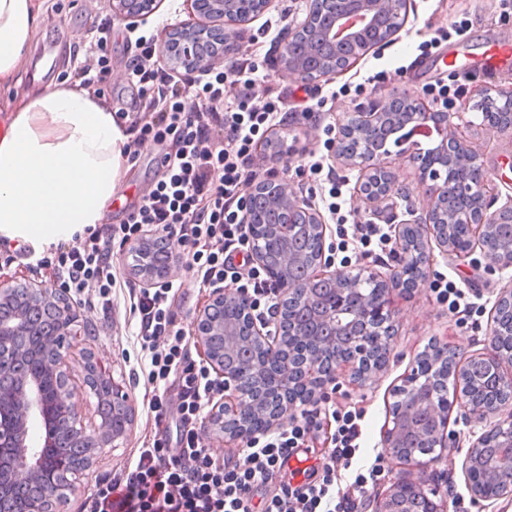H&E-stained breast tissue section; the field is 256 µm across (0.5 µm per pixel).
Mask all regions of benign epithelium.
Returning <instances> with one entry per match:
<instances>
[{
  "label": "benign epithelium",
  "instance_id": "obj_1",
  "mask_svg": "<svg viewBox=\"0 0 512 512\" xmlns=\"http://www.w3.org/2000/svg\"><path fill=\"white\" fill-rule=\"evenodd\" d=\"M193 20L170 29L161 43V51L176 68L188 71L206 69L217 60H226L239 52L231 30L241 28L262 15L271 0H185ZM161 0H113L112 10L131 24L154 14ZM409 0H309L305 21L289 26L279 48L280 72L308 84L329 80L355 66L369 52L388 44L407 24ZM406 107L405 125L412 136L403 135L392 147L382 145L361 155L347 151L351 139L371 142L380 125L395 118V110ZM469 126L463 109L455 112L434 110L426 97L413 92L400 97L374 98L358 107L352 116L338 123L332 144L334 157L364 173L376 174L384 187L380 193L362 188L369 199L383 197L395 186L393 173L385 166L391 148L405 153L413 147L411 137L439 139L429 157H420L418 170L425 186L426 206L423 215L395 227V245L390 255L393 263L384 276L370 265L352 274L333 268L334 261L320 249L304 281L288 277L285 271L267 268L262 251L252 249L253 260L279 286V303L274 312L277 335L268 332L270 323L252 315L246 297L216 292L200 310L194 322L197 345L211 368L224 377V400L220 411L212 413L209 425L223 429L236 439L258 433L249 422L261 411V399L269 391L276 394V406L261 431L288 416L302 390L307 396L315 387L334 383L341 371H350L353 379L366 381L387 362L391 336L395 330L393 292L408 294L414 283L426 280L424 270L406 265L409 236L428 245L433 242L444 255L463 258L475 249L495 265H511L512 259L499 256L490 246L491 225L512 216V199L494 208L498 192L494 180L479 161L474 143L464 128ZM270 158L283 164L277 173L259 175L252 182L249 197L261 192L270 195L280 214L275 235L284 239L296 224L304 222L315 230L321 244H326L328 225L321 212L297 196L288 180V161L273 151ZM468 196L475 200L470 216L461 224L448 213V197ZM365 278L383 283L374 291L357 287ZM63 289L51 281L21 282L0 275V305L19 302L27 311L0 317V378L14 379L12 419L0 426V446L9 450L8 459H0V488L15 490L25 485L42 484L39 493L21 496L18 505L8 509L0 501V512H63L74 475L67 465L68 443L74 441L87 450L86 465L112 444L127 429L101 412V423L89 432L80 423L70 385L68 357L73 327L82 320L81 306L62 297ZM234 302L248 316L249 328L243 332L235 321L222 317L224 299ZM512 315V287L501 291L491 317L490 333L482 351L461 360L448 346L436 344L431 357L452 361L455 365L454 399H410L408 393L420 380L421 368L415 365L397 386L389 405L388 420L382 433L381 447L392 460L410 461L426 472L433 468L434 449L444 448L453 454L456 436L448 431L454 406L463 417L489 423L468 449L462 469L473 499L495 503L512 501V414L503 412L512 406V349L502 343L501 320ZM225 336L231 350H259L258 370L231 368L211 345L210 336ZM18 336L40 337L33 350L17 348ZM37 355L43 371L58 382L53 400L46 398L41 378L18 373L21 359ZM474 362L490 366L499 385L508 389L505 401H487L475 397L465 376ZM84 386L104 391V406L131 410L129 395L112 382L107 368L89 357L85 363ZM44 428L43 442L33 444L30 429L35 422ZM414 444L408 454L399 453L406 435ZM448 512V500L440 493L431 476L408 479L392 484L372 498L373 512Z\"/></svg>",
  "mask_w": 512,
  "mask_h": 512
}]
</instances>
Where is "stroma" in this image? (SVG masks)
I'll use <instances>...</instances> for the list:
<instances>
[{
	"instance_id": "stroma-1",
	"label": "stroma",
	"mask_w": 512,
	"mask_h": 512,
	"mask_svg": "<svg viewBox=\"0 0 512 512\" xmlns=\"http://www.w3.org/2000/svg\"><path fill=\"white\" fill-rule=\"evenodd\" d=\"M308 11L307 0H272L259 18L248 24L240 43L239 61L257 60L260 74L281 92L284 122L275 129L281 150L290 161L288 177L300 198L311 201L322 212L329 232L326 240L335 251L336 268L356 272L375 263L360 241L347 238L345 231L354 224H378L385 232L394 225L419 216L426 204L418 171L407 157L392 156L386 164L396 185L388 196L366 200L357 192L362 180L359 169L335 160L329 143L337 133L339 117L353 112L374 96H388L418 91L428 97L433 108L453 109L467 106L469 138L481 154V161L492 178L500 182L501 195L512 194V132L485 127L477 105L482 93L497 95L512 88V63L488 72L479 62L490 49L512 44V0H410L409 20L395 39L369 53L350 70L317 84L283 76L276 68V53L287 25L302 22ZM184 0H162L158 11L147 22L132 26L115 16L112 0H44L31 51L53 44L59 63L49 73L35 72L26 64L20 73L22 88L76 79L79 71L97 69L107 61L111 84L100 93L101 99L121 115L129 130L138 131L149 117L139 109L141 93L137 86L124 81L135 55L138 37L161 43L169 29L188 21ZM80 41H73V32ZM107 34V49L99 51L97 40ZM160 151L143 146L137 159L130 161L112 202V221L122 223L125 205L152 189L163 179ZM321 163L330 170L341 189L337 210H329L327 191L314 187L300 170L311 163ZM174 260L167 280L172 283V310L179 328L194 332V318L211 296L202 288L186 265L188 249L173 246ZM132 258L127 245H113L112 272L117 286L112 291V310L83 306V319L70 350L68 365L76 388L75 402L87 429L97 428L101 418L97 399L83 384L88 357H96L128 393L134 409L133 422L124 437L98 455L89 470L77 476L68 494L67 512H90L91 494L102 481L123 472L156 431L148 411L145 387L138 384L141 370L137 326L129 315V291L139 282L129 275ZM426 283L410 296L395 303L396 332L387 366L368 384L340 376L332 397L333 408L358 410L363 414L359 450L352 466L344 473L353 482L357 471L367 470L374 460H381L384 476L376 484L386 490L391 484L417 474L412 463L381 459L382 430L387 420L391 391L401 385L417 359L440 342L459 353L470 354L483 348L490 331L491 315L504 287L512 284V266L491 264L481 252L465 259L436 257L426 270ZM458 290L463 297L460 307H450L437 290ZM450 430L459 446L448 466V482L442 490L448 495V512H482L481 503L473 501L462 472V461L472 442L483 432L482 424L451 418Z\"/></svg>"
}]
</instances>
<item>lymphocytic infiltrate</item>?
<instances>
[{"mask_svg":"<svg viewBox=\"0 0 512 512\" xmlns=\"http://www.w3.org/2000/svg\"><path fill=\"white\" fill-rule=\"evenodd\" d=\"M136 52L128 80L140 85L141 105L151 116L136 143L166 145L160 159L164 177L130 208L123 223L110 227L108 239L91 232L48 249L37 268L51 272L67 293L110 311L113 241L139 240L144 228L153 227L190 246L189 267L201 287L220 291L233 284L250 298L257 317L270 318L276 288L260 267L243 272L235 260L252 249L243 217L256 176L252 149L283 122L281 98L269 89L256 94L262 80L253 61L224 72L197 71L189 95L158 66L150 42L138 43ZM216 126L223 139L212 137ZM170 291L167 285L140 289L130 308L139 324L140 350L150 359L147 382L154 394L149 409L158 431L132 468L97 488L90 512H353L352 493L366 495L382 468L373 464L367 473L356 474L351 489L342 488L340 471L352 465L361 419L350 410L335 416V448L317 463V480L284 483L263 505L253 501L255 487L271 482L316 426L321 405L330 401L328 390L314 394L290 426L249 438L242 462L215 461L197 423L223 394L224 383L212 377L208 365L192 359L185 334L175 327ZM172 377L180 400L173 425L162 393Z\"/></svg>","mask_w":512,"mask_h":512,"instance_id":"f902f5d3","label":"lymphocytic infiltrate"}]
</instances>
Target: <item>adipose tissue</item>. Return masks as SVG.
Wrapping results in <instances>:
<instances>
[{
    "label": "adipose tissue",
    "mask_w": 512,
    "mask_h": 512,
    "mask_svg": "<svg viewBox=\"0 0 512 512\" xmlns=\"http://www.w3.org/2000/svg\"><path fill=\"white\" fill-rule=\"evenodd\" d=\"M40 0H0V86L27 61ZM133 134L73 81L22 95L0 116V239L35 252L109 223Z\"/></svg>",
    "instance_id": "ef3b65f1"
}]
</instances>
